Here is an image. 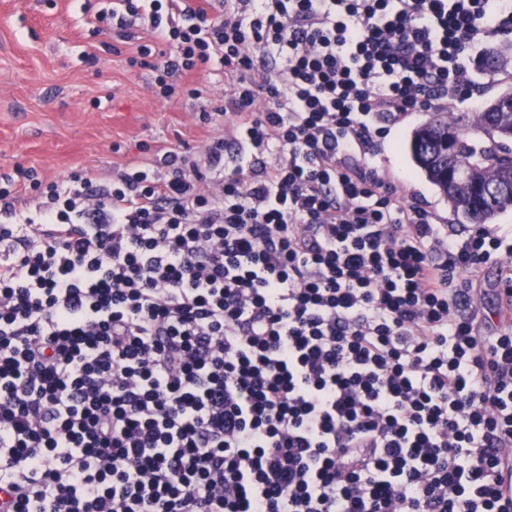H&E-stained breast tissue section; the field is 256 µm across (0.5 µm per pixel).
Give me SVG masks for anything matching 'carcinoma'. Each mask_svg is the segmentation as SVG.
<instances>
[{
    "instance_id": "obj_1",
    "label": "carcinoma",
    "mask_w": 512,
    "mask_h": 512,
    "mask_svg": "<svg viewBox=\"0 0 512 512\" xmlns=\"http://www.w3.org/2000/svg\"><path fill=\"white\" fill-rule=\"evenodd\" d=\"M512 43L486 50L482 70L506 67ZM415 165L447 198L458 220L483 224L512 207V89L477 112H433L408 141Z\"/></svg>"
}]
</instances>
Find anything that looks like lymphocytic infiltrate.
Wrapping results in <instances>:
<instances>
[{"instance_id": "obj_1", "label": "lymphocytic infiltrate", "mask_w": 512, "mask_h": 512, "mask_svg": "<svg viewBox=\"0 0 512 512\" xmlns=\"http://www.w3.org/2000/svg\"><path fill=\"white\" fill-rule=\"evenodd\" d=\"M160 97L225 77L199 157L0 185L5 512H512V228L381 169L473 100L512 0H113ZM32 195L33 208L16 203ZM507 274V268L499 266H488L480 274V285L484 289L480 307L486 314L496 306L498 288H501V282Z\"/></svg>"}]
</instances>
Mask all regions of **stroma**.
<instances>
[{"label": "stroma", "mask_w": 512, "mask_h": 512, "mask_svg": "<svg viewBox=\"0 0 512 512\" xmlns=\"http://www.w3.org/2000/svg\"><path fill=\"white\" fill-rule=\"evenodd\" d=\"M108 0H0V180L36 168L56 180L84 168L109 181L114 167L150 164L156 150H204L216 127L202 123L201 104L220 103L224 76L210 65L190 75L201 99L158 98L154 73L130 66L152 36L133 29L124 40L90 20ZM429 116L422 110L393 127L380 162L406 175L408 193L453 223L448 202L412 163L405 143Z\"/></svg>", "instance_id": "35a3bbf8"}]
</instances>
